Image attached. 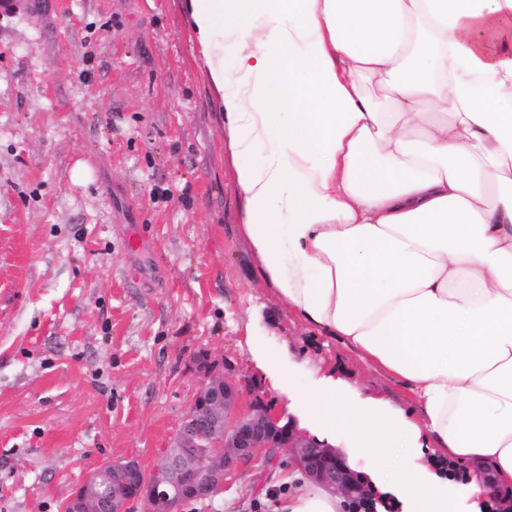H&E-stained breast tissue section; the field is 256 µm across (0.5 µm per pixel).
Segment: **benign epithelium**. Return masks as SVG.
<instances>
[{"instance_id": "obj_1", "label": "benign epithelium", "mask_w": 512, "mask_h": 512, "mask_svg": "<svg viewBox=\"0 0 512 512\" xmlns=\"http://www.w3.org/2000/svg\"><path fill=\"white\" fill-rule=\"evenodd\" d=\"M199 369L205 381L152 469L134 458L112 464L109 492L91 473L69 495L66 512H133L141 503L144 512H182L190 499L216 496L226 477L260 452L268 467L285 456L322 488L349 501L368 498L364 477L342 452L273 413L264 395L234 378L229 362L208 356Z\"/></svg>"}]
</instances>
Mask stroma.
Instances as JSON below:
<instances>
[{
	"label": "stroma",
	"mask_w": 512,
	"mask_h": 512,
	"mask_svg": "<svg viewBox=\"0 0 512 512\" xmlns=\"http://www.w3.org/2000/svg\"><path fill=\"white\" fill-rule=\"evenodd\" d=\"M243 222L182 0L0 13V512H65L101 465L152 467L204 351L307 431L300 397L329 372L355 399L407 406L404 388L282 303ZM291 473L254 459L206 512H277L299 486Z\"/></svg>",
	"instance_id": "obj_1"
}]
</instances>
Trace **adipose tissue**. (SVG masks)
I'll list each match as a JSON object with an SVG mask.
<instances>
[{
  "instance_id": "adipose-tissue-1",
  "label": "adipose tissue",
  "mask_w": 512,
  "mask_h": 512,
  "mask_svg": "<svg viewBox=\"0 0 512 512\" xmlns=\"http://www.w3.org/2000/svg\"><path fill=\"white\" fill-rule=\"evenodd\" d=\"M184 9L263 277L412 402L358 403L330 374L303 405L355 434L404 512H452L444 459L482 512L483 468L512 489V0ZM281 509L347 505L310 487Z\"/></svg>"
}]
</instances>
